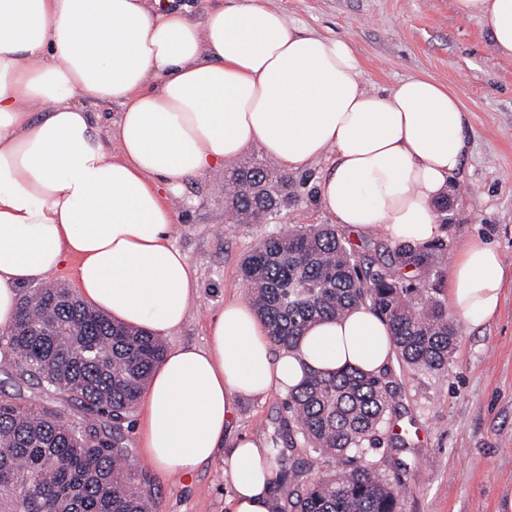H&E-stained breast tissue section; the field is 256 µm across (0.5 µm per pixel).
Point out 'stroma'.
Returning <instances> with one entry per match:
<instances>
[{
    "mask_svg": "<svg viewBox=\"0 0 512 512\" xmlns=\"http://www.w3.org/2000/svg\"><path fill=\"white\" fill-rule=\"evenodd\" d=\"M271 3L305 30L349 40L371 89L424 76L458 91L467 113L466 150L448 191L449 221L439 237L442 275L434 283L446 287V272L475 238L495 245L512 271V57L493 51L484 25L461 17L455 0ZM328 165L322 158L296 173V196L273 226H230L226 169L186 184L175 203L172 240L195 271L198 290L186 323L165 337L167 348L206 347L210 318L226 300L244 296L241 263L273 227L331 223L318 200ZM389 370L399 388L397 415L384 434V448L371 457L389 474L394 459L405 461L400 512H512V275L497 315L479 328L460 325L447 369L418 372L396 357ZM4 393L22 404L52 407L69 422L85 418L67 396L45 395L35 381L16 377L6 360L0 362ZM283 401L277 393L237 401L224 427L225 446L247 435L271 448L288 420ZM401 436L408 444L394 450ZM129 463L152 512H228L233 487L222 459L170 476L136 445Z\"/></svg>",
    "mask_w": 512,
    "mask_h": 512,
    "instance_id": "stroma-1",
    "label": "stroma"
}]
</instances>
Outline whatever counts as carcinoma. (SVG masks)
<instances>
[{"mask_svg": "<svg viewBox=\"0 0 512 512\" xmlns=\"http://www.w3.org/2000/svg\"><path fill=\"white\" fill-rule=\"evenodd\" d=\"M224 193L236 224H272L292 197L288 174L262 159L233 170ZM436 249L401 243L389 262L364 266L336 225H301L265 235L240 274L279 349L365 305L390 322L404 364L439 372L458 339L448 289L405 274L432 269ZM165 354L158 336L112 320L70 288L44 285L20 299L14 326L0 333V357L85 413L112 419V438L44 405L0 397V512H152L137 473L125 466V423ZM395 395L387 372L351 367L310 374L290 389L280 440L290 451L307 445V459L301 470L282 449L270 450L276 486L288 485L287 503L274 501L271 512H399L394 481L369 459L384 445ZM318 454L336 457V468L308 479Z\"/></svg>", "mask_w": 512, "mask_h": 512, "instance_id": "1", "label": "carcinoma"}]
</instances>
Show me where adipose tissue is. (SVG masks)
I'll list each match as a JSON object with an SVG mask.
<instances>
[{
	"label": "adipose tissue",
	"mask_w": 512,
	"mask_h": 512,
	"mask_svg": "<svg viewBox=\"0 0 512 512\" xmlns=\"http://www.w3.org/2000/svg\"><path fill=\"white\" fill-rule=\"evenodd\" d=\"M512 57V0H455ZM119 102L105 147L83 99ZM452 88L412 76L368 87L348 40L303 34L270 0L208 7L201 19L151 0H0V332L27 283L71 270L79 296L157 336L188 319L197 292L170 241L187 182L257 145L286 171L326 158L324 210L357 232L420 245L464 153ZM507 268L474 239L448 273V306L480 327L498 311ZM207 348L179 347L153 371L139 440L164 471L224 457L231 512H270L267 448L221 453L234 404L287 393L311 372H377L394 356L384 318L359 307L275 350L251 303L225 301Z\"/></svg>",
	"instance_id": "adipose-tissue-1"
}]
</instances>
